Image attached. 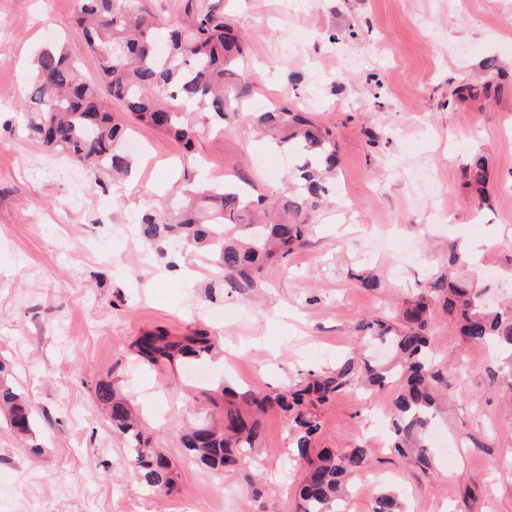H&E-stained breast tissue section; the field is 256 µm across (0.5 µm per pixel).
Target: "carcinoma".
Segmentation results:
<instances>
[{
    "instance_id": "cac0c4a2",
    "label": "carcinoma",
    "mask_w": 512,
    "mask_h": 512,
    "mask_svg": "<svg viewBox=\"0 0 512 512\" xmlns=\"http://www.w3.org/2000/svg\"><path fill=\"white\" fill-rule=\"evenodd\" d=\"M245 50V42L224 21V0H178L173 16L149 11L142 0H80L75 42L49 47L36 58L33 92L23 108L26 130L51 154L62 153L90 171L126 177L133 167L123 146L127 125L105 110L101 88L80 77L79 56L95 58L108 94L123 103L129 118L189 147L200 125H222L246 105L251 78L240 69ZM252 118L276 133L278 148L295 155L292 179L281 191L252 202L230 182L208 185L186 178L167 209L148 210L137 224L139 236L161 255L169 248L214 255L224 283L234 291L254 287L261 275L286 265L307 244V217L329 193L339 163L333 132L298 110L281 106ZM469 172L471 183L482 189L487 177L484 159L475 160ZM439 299L458 320L465 340L506 354L490 377L512 379V303L487 305L483 293L468 283L440 275L406 295L397 317H371L360 325L364 341L390 348L392 364L348 356L334 369L311 372L275 395L224 384L204 390L208 408L216 410L221 421L216 426L204 418L187 427L180 435L185 455L213 470L235 466L238 449L253 447L260 435L255 415L276 407L304 466L296 512H330L350 477L368 467L369 457L363 448L343 455L315 450L322 428L317 408L363 384L381 389L399 376L404 389L392 402V448L402 456L415 450L417 463L430 467L420 442L433 416L434 388L452 370L435 361L426 334L430 307ZM131 348L139 365L190 368L212 354L215 341L205 330L172 336L156 329L137 337ZM94 393L105 406L112 430L124 436L130 466L142 487L157 495L171 492L176 474L144 437L128 399L102 382L95 384ZM0 411L12 430L28 439L31 452H40L31 404L1 366ZM373 512H403L398 494L381 492Z\"/></svg>"
}]
</instances>
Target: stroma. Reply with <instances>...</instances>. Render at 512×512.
Returning a JSON list of instances; mask_svg holds the SVG:
<instances>
[{"label":"stroma","instance_id":"35a3bbf8","mask_svg":"<svg viewBox=\"0 0 512 512\" xmlns=\"http://www.w3.org/2000/svg\"><path fill=\"white\" fill-rule=\"evenodd\" d=\"M78 7L0 0V364L31 401L44 448L30 457L0 417V512H296L284 419L263 416L260 444L236 470H210L180 444L194 397L223 379L275 394L334 368L363 318L394 312L435 274L512 296V0H224L247 43L245 108L189 149L134 124L133 175L107 187L69 161L38 169L46 153L24 129L35 59L46 43L73 40ZM483 82L489 95L451 93ZM280 105L333 131L342 193L310 214L308 243L285 270L234 292L206 255L124 241L183 177L232 179L254 197L282 187L288 157L250 118ZM478 156L482 195L467 174ZM455 238L469 257L452 266ZM370 270L379 289L356 283ZM202 327L232 350L229 361H206L202 378L129 359L144 332ZM428 336L438 358L463 367L433 421L448 444L432 445V470L389 446L397 384L319 409V447L364 448L371 460L346 512H372L385 488L403 493L406 512H512V408L488 379L494 356L465 342L438 305ZM99 381L139 410L174 466L171 493H147L129 470L95 398Z\"/></svg>","mask_w":512,"mask_h":512}]
</instances>
